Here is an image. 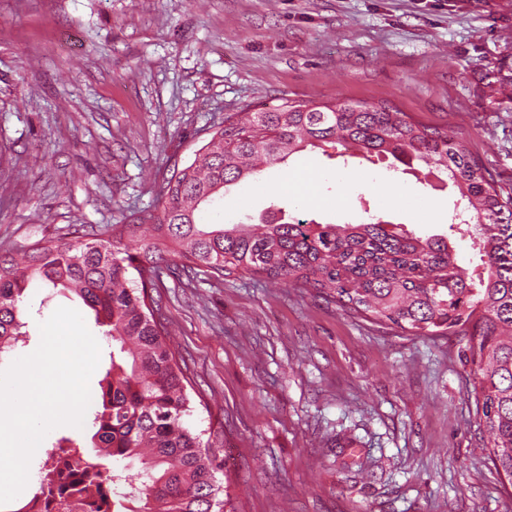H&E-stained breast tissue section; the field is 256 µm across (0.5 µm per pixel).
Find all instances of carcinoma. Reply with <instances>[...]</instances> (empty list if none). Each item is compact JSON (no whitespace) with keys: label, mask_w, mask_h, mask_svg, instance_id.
Masks as SVG:
<instances>
[{"label":"carcinoma","mask_w":512,"mask_h":512,"mask_svg":"<svg viewBox=\"0 0 512 512\" xmlns=\"http://www.w3.org/2000/svg\"><path fill=\"white\" fill-rule=\"evenodd\" d=\"M309 147L390 159L407 169L435 165L463 200L448 224L451 235L423 237L380 219L203 222L201 206L224 197V189L258 179L261 167ZM152 220L154 234L133 244L122 242L130 225L109 224L68 241L41 239L0 252V354L25 341L20 301L33 280L77 296L112 340L100 405L86 425L99 453L86 454L83 433L62 435L46 450L50 461L85 464L86 496L106 481L127 480L117 465L137 462L141 481L127 497L126 512H233L227 486L216 477V455L202 433L185 424L192 411L188 379L148 294L166 255L180 260L169 268L177 277L205 268L219 280H281L416 335L467 337L463 359L489 457L512 479V196L502 197L461 138L384 103L288 100L225 120L191 164L174 169ZM455 234L477 246L480 272L457 263Z\"/></svg>","instance_id":"obj_1"}]
</instances>
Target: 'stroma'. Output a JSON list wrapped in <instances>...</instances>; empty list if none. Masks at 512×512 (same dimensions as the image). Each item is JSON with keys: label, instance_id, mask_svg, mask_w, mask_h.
<instances>
[{"label": "stroma", "instance_id": "1", "mask_svg": "<svg viewBox=\"0 0 512 512\" xmlns=\"http://www.w3.org/2000/svg\"><path fill=\"white\" fill-rule=\"evenodd\" d=\"M512 0H0V250L150 226L165 178L216 127L287 99L385 102L448 125L512 194ZM400 188L393 205L378 180ZM457 189L304 151L230 186L211 224L278 207L442 234ZM187 423L211 437L235 512H512L488 457L465 341L418 336L305 288L163 275ZM73 294L27 288L28 336Z\"/></svg>", "mask_w": 512, "mask_h": 512}]
</instances>
